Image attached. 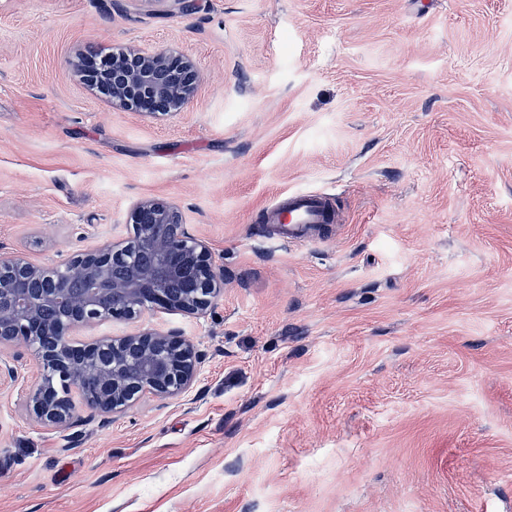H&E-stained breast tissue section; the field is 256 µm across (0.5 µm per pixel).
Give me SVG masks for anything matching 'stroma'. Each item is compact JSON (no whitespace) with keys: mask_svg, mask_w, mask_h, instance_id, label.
I'll use <instances>...</instances> for the list:
<instances>
[{"mask_svg":"<svg viewBox=\"0 0 512 512\" xmlns=\"http://www.w3.org/2000/svg\"><path fill=\"white\" fill-rule=\"evenodd\" d=\"M179 46L191 102L92 92L91 50ZM297 191L342 221L284 242ZM173 203L224 267L172 330L185 395L40 423L0 344V512H512V0H0V255L50 264Z\"/></svg>","mask_w":512,"mask_h":512,"instance_id":"stroma-1","label":"stroma"}]
</instances>
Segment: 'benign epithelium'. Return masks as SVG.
I'll return each mask as SVG.
<instances>
[{
    "label": "benign epithelium",
    "mask_w": 512,
    "mask_h": 512,
    "mask_svg": "<svg viewBox=\"0 0 512 512\" xmlns=\"http://www.w3.org/2000/svg\"><path fill=\"white\" fill-rule=\"evenodd\" d=\"M80 68L91 89L114 107L142 116L175 114L194 98L198 74L180 49L126 48L104 57L82 55ZM133 236L114 239L51 265L22 255L0 258V336L32 343L45 377L28 407L44 422L67 426L77 391L84 406L118 415L145 396L185 394L197 379L201 354L174 331L150 329L80 342L76 336L104 321H131L146 312L200 316L224 295V270L210 247L192 236L180 210L144 199L130 212ZM80 273L84 288L74 297L68 273Z\"/></svg>",
    "instance_id": "7a95c632"
}]
</instances>
